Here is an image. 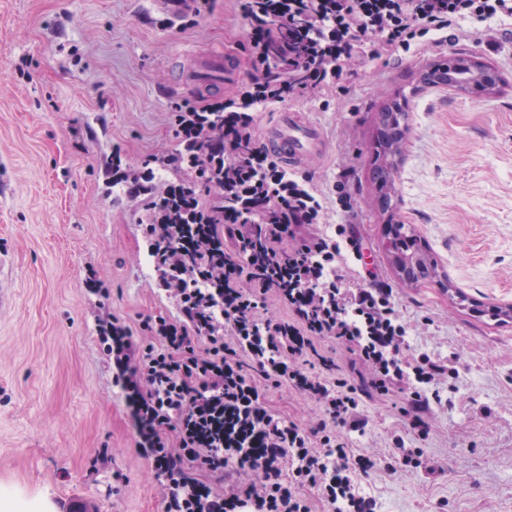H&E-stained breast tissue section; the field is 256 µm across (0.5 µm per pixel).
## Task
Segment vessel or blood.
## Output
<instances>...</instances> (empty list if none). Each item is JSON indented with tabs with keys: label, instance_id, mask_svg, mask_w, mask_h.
Instances as JSON below:
<instances>
[{
	"label": "vessel or blood",
	"instance_id": "b4317fda",
	"mask_svg": "<svg viewBox=\"0 0 512 512\" xmlns=\"http://www.w3.org/2000/svg\"><path fill=\"white\" fill-rule=\"evenodd\" d=\"M263 143L277 158L291 161L307 159L324 149V140L314 124L285 113L265 129Z\"/></svg>",
	"mask_w": 512,
	"mask_h": 512
}]
</instances>
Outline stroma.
<instances>
[{"label":"stroma","mask_w":512,"mask_h":512,"mask_svg":"<svg viewBox=\"0 0 512 512\" xmlns=\"http://www.w3.org/2000/svg\"><path fill=\"white\" fill-rule=\"evenodd\" d=\"M244 0H0V495L9 512H162L164 487L136 444L131 409L99 334L108 314L142 344L145 322L178 308L150 270L142 235L150 195L113 193V163H175L176 112L205 106L194 70L223 55L227 98L247 80ZM475 56L498 92L425 80L449 55ZM398 107V128L379 114ZM317 125L322 155L289 164L321 197L315 233L344 224L347 288H392L412 354L447 364L430 432L406 396L363 401L343 435L377 468L364 479L380 512H512V28L463 23L441 46L362 67L256 115ZM402 139L391 191L373 178L391 133ZM412 228L438 275L407 282L387 228ZM280 416L310 426L320 406L287 384L267 390ZM416 448L420 467L401 451ZM434 464L427 473L425 464Z\"/></svg>","instance_id":"35a3bbf8"}]
</instances>
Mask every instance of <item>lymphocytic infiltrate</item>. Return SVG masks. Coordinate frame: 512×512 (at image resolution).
Here are the masks:
<instances>
[{"mask_svg":"<svg viewBox=\"0 0 512 512\" xmlns=\"http://www.w3.org/2000/svg\"><path fill=\"white\" fill-rule=\"evenodd\" d=\"M283 14L287 84L255 67L239 101L224 104V189L250 202L225 211L229 242L213 241L203 224L148 225L160 285L179 315L148 323V346L118 317L100 325L138 447L163 482L164 512H314L318 501L330 512H378L361 488L374 461L336 431L353 426L360 395L401 393L411 428L428 434L418 389L447 372L409 356L391 289L343 287L340 245L308 231L320 200L256 145L254 111L330 84L349 87L359 68L459 23L511 22L512 0H266L249 19L251 48H265ZM261 213L267 223H257ZM271 293L286 318L268 317ZM327 342L348 364L326 354ZM343 367L350 383L332 389L326 374ZM268 382L315 401L324 421L306 430L280 417L265 399Z\"/></svg>","mask_w":512,"mask_h":512,"instance_id":"1","label":"lymphocytic infiltrate"}]
</instances>
